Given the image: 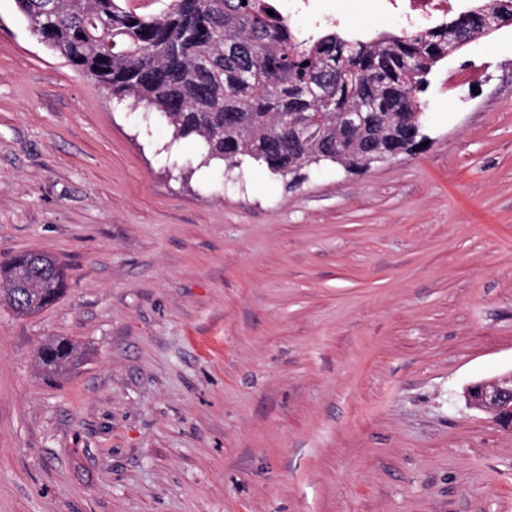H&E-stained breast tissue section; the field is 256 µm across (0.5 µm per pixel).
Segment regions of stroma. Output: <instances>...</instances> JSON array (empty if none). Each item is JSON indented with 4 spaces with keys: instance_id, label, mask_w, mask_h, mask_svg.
Returning a JSON list of instances; mask_svg holds the SVG:
<instances>
[{
    "instance_id": "stroma-1",
    "label": "stroma",
    "mask_w": 512,
    "mask_h": 512,
    "mask_svg": "<svg viewBox=\"0 0 512 512\" xmlns=\"http://www.w3.org/2000/svg\"><path fill=\"white\" fill-rule=\"evenodd\" d=\"M426 144L229 181L0 0V512H512V26L434 67ZM76 342L41 377L45 338ZM64 271L39 252L15 255L0 263V302L19 316L51 306L64 292ZM81 348L63 337L46 339L36 351L35 364L43 377H59L65 374L81 357ZM465 398L470 408L512 428V370L471 384L465 390Z\"/></svg>"
}]
</instances>
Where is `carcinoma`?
Segmentation results:
<instances>
[{
  "label": "carcinoma",
  "mask_w": 512,
  "mask_h": 512,
  "mask_svg": "<svg viewBox=\"0 0 512 512\" xmlns=\"http://www.w3.org/2000/svg\"><path fill=\"white\" fill-rule=\"evenodd\" d=\"M32 31L112 96L158 113L177 138L195 137L206 158L239 169L248 161L281 177L335 159L368 168L369 150L409 153L424 140L422 100L433 67L460 39L487 35L483 19L512 21V0H481L426 30L363 38L332 29L302 39L271 0H170L156 14L121 0H16ZM112 19L111 44L97 16ZM304 126L299 139L291 127ZM64 271L39 252L0 263V302L19 315L51 306ZM81 348L46 339L35 364L65 374Z\"/></svg>",
  "instance_id": "1"
}]
</instances>
